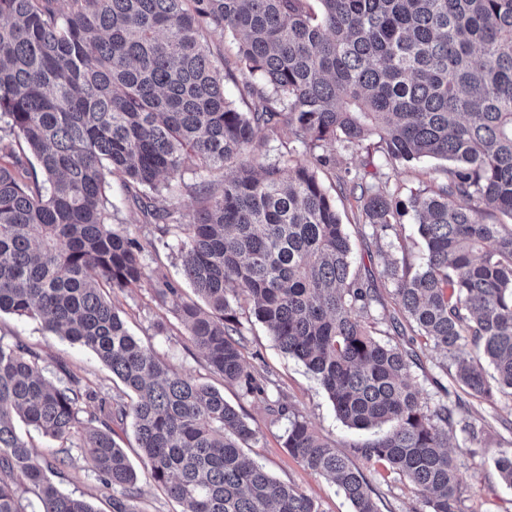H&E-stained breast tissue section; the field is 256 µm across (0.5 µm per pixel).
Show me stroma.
I'll return each instance as SVG.
<instances>
[{
  "label": "stroma",
  "mask_w": 512,
  "mask_h": 512,
  "mask_svg": "<svg viewBox=\"0 0 512 512\" xmlns=\"http://www.w3.org/2000/svg\"><path fill=\"white\" fill-rule=\"evenodd\" d=\"M444 167L443 161L425 159L391 171L390 186L396 200H406L412 190L442 178ZM114 227L139 239L152 240L157 256L149 260V267L161 269L171 279H180L181 257L173 236L162 235L153 225L143 223L139 214L125 207L120 209ZM114 302L131 334L145 347L153 350L170 368L215 386L223 393L225 401L246 416L260 433L259 442L247 450L250 457L274 478L311 497L320 512H352L351 505L332 482L305 469L289 455L282 444L287 422L274 407L279 402L292 406L311 423L319 436L333 442L346 454L354 443L367 439V432L348 428L337 419L317 379L301 362L281 351L250 310L239 313L245 337L242 354L248 369L275 382L276 389L266 401L244 396L238 386L225 383L210 373L180 322L174 315L160 314L152 300L151 288L129 289L116 294ZM161 318L167 321V330L163 333L155 327ZM0 341L9 344L20 341L39 350L41 365L49 378H59L57 363L62 360L103 396H111L116 390L111 371L92 351L44 331L34 319L1 314ZM473 406L488 423L481 441L470 442L459 436L452 439L449 447L457 466L465 512H512V486H507L494 468L495 458L512 450V434L499 423L500 418L512 415V401L501 397L491 401L477 399ZM66 458V465L60 467L54 479L57 487L90 501L98 512H111L112 492L99 482L89 456L82 449L73 448ZM365 475L380 512H425L408 479L371 468L366 469Z\"/></svg>",
  "instance_id": "1"
}]
</instances>
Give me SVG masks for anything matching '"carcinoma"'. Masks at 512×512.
I'll return each mask as SVG.
<instances>
[{
    "label": "carcinoma",
    "instance_id": "carcinoma-1",
    "mask_svg": "<svg viewBox=\"0 0 512 512\" xmlns=\"http://www.w3.org/2000/svg\"><path fill=\"white\" fill-rule=\"evenodd\" d=\"M71 2L62 12L58 0H0V313L88 348L123 388L105 397L61 361L53 383L35 350L0 341V512H26L24 490L39 512H97L58 489L19 421L64 453L77 442L112 489V512H140L138 472L114 439L128 419L148 477L180 512H320L245 456L259 431L220 391L129 334L104 288L144 284L209 370L266 400L241 353L237 308L251 305L344 425L387 426L353 445L355 457L407 477L427 512H463L449 441H476L485 426L457 390L512 398V223L498 220L512 219V0H316L317 12L310 0ZM212 29L232 38L234 60L215 58ZM228 80L245 108L226 96ZM336 142L374 148L390 167L448 166L398 201L386 173L325 150ZM336 169L376 275L351 269L320 177ZM114 175L124 200L178 239L200 301L161 269L146 274L152 241L112 227ZM185 193L196 202L188 221ZM408 211L424 243L416 270L384 249ZM388 284L395 344L376 331ZM419 337L453 356L438 365L431 404L414 382ZM465 349L477 361L456 356ZM278 415L293 458L353 512H379L347 456L298 412L281 404Z\"/></svg>",
    "mask_w": 512,
    "mask_h": 512
}]
</instances>
